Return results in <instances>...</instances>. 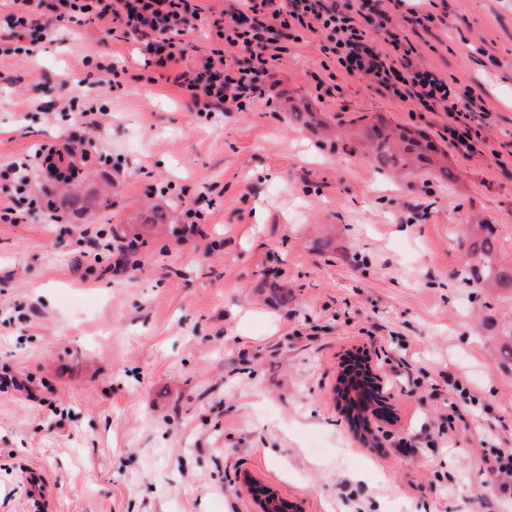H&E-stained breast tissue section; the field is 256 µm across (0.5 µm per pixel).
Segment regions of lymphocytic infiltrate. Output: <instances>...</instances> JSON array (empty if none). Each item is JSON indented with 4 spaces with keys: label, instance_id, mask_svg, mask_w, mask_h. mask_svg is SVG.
Masks as SVG:
<instances>
[{
    "label": "lymphocytic infiltrate",
    "instance_id": "obj_1",
    "mask_svg": "<svg viewBox=\"0 0 512 512\" xmlns=\"http://www.w3.org/2000/svg\"><path fill=\"white\" fill-rule=\"evenodd\" d=\"M8 9L0 27V56H33L68 32L70 25L101 26V45L123 40L144 46L145 67L177 86L196 112H243L260 99L267 79L290 45L319 35L320 53L341 73L369 79L371 87L411 111L447 112L448 141L460 152H475L488 119L472 89L424 67L404 27L392 12L403 0H226L221 11L202 0H0ZM214 30L219 45L196 67L184 69L187 36ZM69 147L40 143L34 154L0 167V180L16 193L30 192L38 172Z\"/></svg>",
    "mask_w": 512,
    "mask_h": 512
}]
</instances>
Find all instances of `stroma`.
I'll return each mask as SVG.
<instances>
[{
	"mask_svg": "<svg viewBox=\"0 0 512 512\" xmlns=\"http://www.w3.org/2000/svg\"><path fill=\"white\" fill-rule=\"evenodd\" d=\"M428 9L440 24L412 40L482 97L484 153L449 144L445 113L322 70L314 36L264 99L212 119L124 41L108 51L135 80L83 84L92 26L0 58V165L85 142L80 176L110 199L49 224L0 183L20 214L0 222V512H258L248 476L289 512H512V484L479 470L512 448V291L463 280L456 234L496 225L512 267V0ZM74 94L103 127L59 119ZM380 119L429 138L453 181L376 170L363 134ZM152 205L169 223H128ZM189 209L201 234L182 231ZM355 358L389 394L376 448L336 403Z\"/></svg>",
	"mask_w": 512,
	"mask_h": 512,
	"instance_id": "obj_1",
	"label": "stroma"
}]
</instances>
